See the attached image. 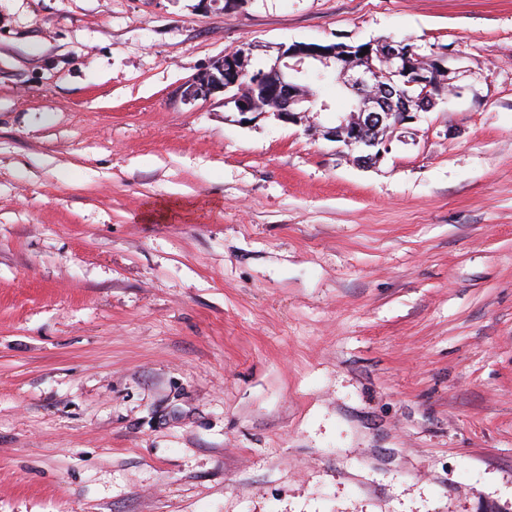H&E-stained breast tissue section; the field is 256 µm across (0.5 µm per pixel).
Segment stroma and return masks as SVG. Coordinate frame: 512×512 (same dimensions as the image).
I'll return each instance as SVG.
<instances>
[{
	"instance_id": "35a3bbf8",
	"label": "stroma",
	"mask_w": 512,
	"mask_h": 512,
	"mask_svg": "<svg viewBox=\"0 0 512 512\" xmlns=\"http://www.w3.org/2000/svg\"><path fill=\"white\" fill-rule=\"evenodd\" d=\"M386 38L371 165L180 98ZM0 512H512V0H0Z\"/></svg>"
}]
</instances>
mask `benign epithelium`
Returning <instances> with one entry per match:
<instances>
[{"label": "benign epithelium", "mask_w": 512, "mask_h": 512, "mask_svg": "<svg viewBox=\"0 0 512 512\" xmlns=\"http://www.w3.org/2000/svg\"><path fill=\"white\" fill-rule=\"evenodd\" d=\"M282 57L288 59L283 66H276L267 72L250 73L246 70L245 54L242 51L226 54L214 63L212 69L197 75L185 83L181 97L187 102L207 99L216 92L228 94L226 102L234 106L242 115L260 109L254 90L262 91L264 104L278 119L294 122L304 103L311 100L305 90L296 85V73L308 60L323 63L324 68H333L339 73L340 83L356 95L348 119L326 131V136L350 148H377V155L388 150V140L371 139L367 133L376 131L385 121L395 119L394 126H401L415 118L405 95H400L398 106L393 112L381 111L379 101L372 92V86L380 76V66L386 64L393 73L406 79L408 86L424 88L421 107L431 109L442 98L445 88L440 79L444 70L443 57L429 61L415 52L407 40H381L369 44L368 53L358 49V54L350 53V48L342 44L321 45L316 43H294L288 46Z\"/></svg>", "instance_id": "1"}]
</instances>
